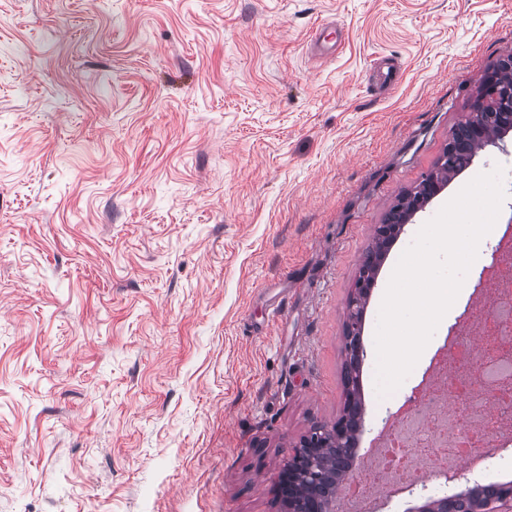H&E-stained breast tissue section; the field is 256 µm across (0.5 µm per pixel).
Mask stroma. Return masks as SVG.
<instances>
[{"label": "stroma", "mask_w": 512, "mask_h": 512, "mask_svg": "<svg viewBox=\"0 0 512 512\" xmlns=\"http://www.w3.org/2000/svg\"><path fill=\"white\" fill-rule=\"evenodd\" d=\"M512 0H0V512H280L290 445L334 422L361 256L432 168ZM497 233L378 397L391 273L466 183ZM512 135L405 226L369 300L360 466L489 293ZM512 481V443L460 463Z\"/></svg>", "instance_id": "obj_1"}]
</instances>
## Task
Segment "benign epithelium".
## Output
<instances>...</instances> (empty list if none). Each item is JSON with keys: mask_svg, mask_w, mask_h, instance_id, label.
<instances>
[{"mask_svg": "<svg viewBox=\"0 0 512 512\" xmlns=\"http://www.w3.org/2000/svg\"><path fill=\"white\" fill-rule=\"evenodd\" d=\"M512 70V53L498 60L482 79L476 100L481 111L470 112L469 136L482 151L490 146L501 147V142L512 131V81H501V69ZM453 159L448 148H443L432 169L423 173L417 183L398 197L402 207L386 220L375 225V237L382 240L381 249L389 247L401 234L404 226L439 195L460 171H451ZM380 257L374 251L366 252L360 260L358 275L347 303L344 328V347L349 359L359 363L363 348L358 339L367 301L376 283ZM362 411L359 393L352 385L345 386L342 415L331 424L314 426L293 445L292 453L280 468L274 486L275 495L288 512H335L336 493L324 480L321 467L322 452L341 448L344 456L353 461L358 457L357 430L348 413ZM423 503L405 512H512V483L485 487L471 481V487L460 492L442 489L421 496Z\"/></svg>", "mask_w": 512, "mask_h": 512, "instance_id": "benign-epithelium-1", "label": "benign epithelium"}]
</instances>
